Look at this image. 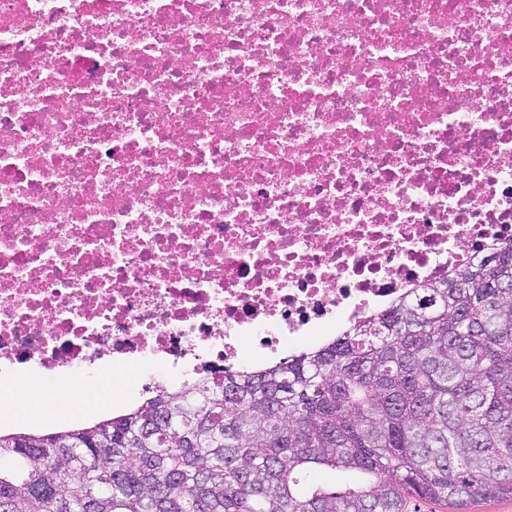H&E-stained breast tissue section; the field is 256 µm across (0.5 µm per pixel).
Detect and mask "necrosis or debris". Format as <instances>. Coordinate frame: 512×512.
<instances>
[{
  "mask_svg": "<svg viewBox=\"0 0 512 512\" xmlns=\"http://www.w3.org/2000/svg\"><path fill=\"white\" fill-rule=\"evenodd\" d=\"M512 240V0H0V374L263 371Z\"/></svg>",
  "mask_w": 512,
  "mask_h": 512,
  "instance_id": "obj_1",
  "label": "necrosis or debris"
}]
</instances>
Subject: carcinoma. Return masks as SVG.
<instances>
[{
    "instance_id": "1",
    "label": "carcinoma",
    "mask_w": 512,
    "mask_h": 512,
    "mask_svg": "<svg viewBox=\"0 0 512 512\" xmlns=\"http://www.w3.org/2000/svg\"><path fill=\"white\" fill-rule=\"evenodd\" d=\"M491 497L512 498V241L260 374L0 433L8 512H404Z\"/></svg>"
}]
</instances>
